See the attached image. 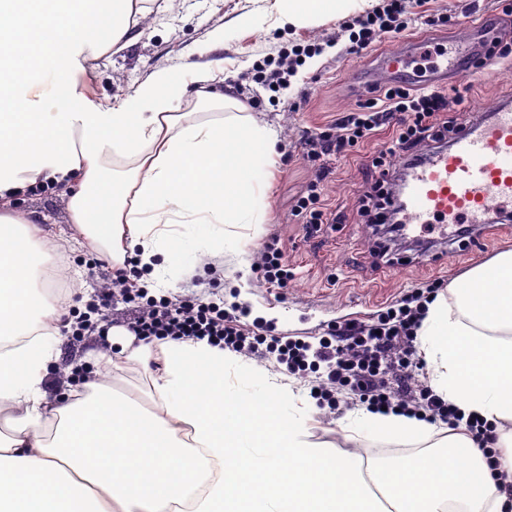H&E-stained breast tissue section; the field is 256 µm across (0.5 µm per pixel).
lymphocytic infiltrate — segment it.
I'll return each instance as SVG.
<instances>
[{"instance_id":"f902f5d3","label":"lymphocytic infiltrate","mask_w":512,"mask_h":512,"mask_svg":"<svg viewBox=\"0 0 512 512\" xmlns=\"http://www.w3.org/2000/svg\"><path fill=\"white\" fill-rule=\"evenodd\" d=\"M414 9V0H380L371 10L346 21L344 28L353 48L362 50L387 34L406 30ZM452 105L444 89H413L404 81L380 89L375 97L343 113L328 130L308 135L303 151L306 157L319 161L320 167L306 195L297 199L295 217L305 224L327 223L321 191L329 170L321 164L323 157L350 154L364 141L388 129L393 133L391 145L386 154L373 162L378 170L373 202L359 207L363 213L375 209L376 223H386L392 211V158L405 163L415 160L420 145L454 132V121L443 118ZM128 283L129 274L123 268L98 281L99 300L90 305L87 313L77 316L71 326L73 336L101 330L106 321L104 306L118 297L137 303L138 312L130 328L139 340L147 343L205 339L214 346L252 354L267 341L260 335L246 336L237 317L218 303L192 302L173 296L154 299L147 297L145 290H131ZM425 300V294L419 292L387 307L370 321L336 325L315 346L279 336L267 342L289 374L305 371L311 359L324 364L326 386L321 389V396H330L335 388H346L372 409L386 408L424 420H439L454 429L466 425L476 444L483 446L487 462H494L497 453L486 445L489 425L475 416L464 417L458 406L418 383L423 364L414 358V342L424 317Z\"/></svg>"}]
</instances>
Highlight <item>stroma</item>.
Here are the masks:
<instances>
[{
  "instance_id": "obj_1",
  "label": "stroma",
  "mask_w": 512,
  "mask_h": 512,
  "mask_svg": "<svg viewBox=\"0 0 512 512\" xmlns=\"http://www.w3.org/2000/svg\"><path fill=\"white\" fill-rule=\"evenodd\" d=\"M470 0H421L418 21L409 23L407 35H424V49L408 60L410 70L427 73L441 54L456 48L459 34L476 17L503 19L512 0H477L478 12H470ZM253 0H149L147 12L134 31L133 40L120 50L86 61L80 86L94 102L122 100L133 94L158 67L179 71L189 79L194 66L222 63L224 81L218 93H230L237 107L199 110L197 119L211 120L233 115L250 116L271 126L278 138L280 154L267 190L269 206L259 228L238 227L239 244L223 252L187 251L170 266L167 275L173 293L187 299L224 300L225 304H247L242 318L245 333H260L273 327L275 335L318 343L329 327L349 321H365L386 306L399 303L418 289L436 286L447 292L449 285L475 266L501 252L512 250V223L493 224L486 230L482 250L455 242L436 241V249L447 255L445 266H437L420 249L399 247L396 267L381 270L373 265L371 246L376 239L372 225L357 210V199L367 191L374 173L372 160L386 150L390 134L382 132L356 148L347 157L330 156L324 163L330 174L322 200L342 214L343 223L314 228L297 223L291 215L297 198L315 177L316 165L303 155L300 143L308 134L330 127L339 114L355 108L352 80H365L373 73L377 55L398 43L389 36L360 53H348L349 38L339 20L305 28H279L270 15L260 16L253 30L237 27V16L251 12ZM447 11L448 26L434 30L423 25L424 17ZM223 29L224 43L209 46L212 32ZM318 40L326 46L322 54L306 58L290 76L289 89L273 92L254 80L255 64L264 57H277L283 48ZM455 96L461 100L460 121L470 124L482 106L512 103V68L497 66L495 75L477 72L456 82ZM68 197L61 189H31L14 200L45 232L50 246L67 255L65 308L70 314L84 312L95 295V285L111 272L110 264L86 247L65 243L69 226ZM277 236L283 261L292 278L287 287L262 282L255 267L260 249L270 236ZM58 364H74L82 372L96 375L113 387L149 405L150 382L143 364L126 360L111 336H88L74 340L61 329L54 344ZM107 350L105 360H88L92 350ZM244 362L285 375L294 394L303 398L311 415L310 431L315 439L327 440L346 450L343 427L363 406L342 391L333 401L312 396L315 374L297 377L285 374L275 354L259 350Z\"/></svg>"
}]
</instances>
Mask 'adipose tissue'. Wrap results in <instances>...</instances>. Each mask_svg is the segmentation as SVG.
<instances>
[{
  "instance_id": "obj_1",
  "label": "adipose tissue",
  "mask_w": 512,
  "mask_h": 512,
  "mask_svg": "<svg viewBox=\"0 0 512 512\" xmlns=\"http://www.w3.org/2000/svg\"><path fill=\"white\" fill-rule=\"evenodd\" d=\"M141 0H0V512H503L482 451L464 433L367 411L345 426L367 439L424 444L422 453L363 467L314 439L288 412L280 376L207 341L135 344L156 357L153 409L108 382L49 396L45 375L64 314L40 266L46 240L12 201L67 185L71 240L116 264L135 254L159 282L163 265L209 228L223 249L265 207L262 176L277 135L248 117L201 122L187 89L157 68L121 103L90 101L81 56L126 45ZM374 0H265L277 26H313ZM55 99L60 111L44 108ZM430 385L492 424L512 471V251L474 267L425 305L417 332ZM234 385H227L228 376Z\"/></svg>"
}]
</instances>
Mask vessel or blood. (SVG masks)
<instances>
[{
  "instance_id": "1",
  "label": "vessel or blood",
  "mask_w": 512,
  "mask_h": 512,
  "mask_svg": "<svg viewBox=\"0 0 512 512\" xmlns=\"http://www.w3.org/2000/svg\"><path fill=\"white\" fill-rule=\"evenodd\" d=\"M420 47L410 40L387 51L376 72L393 79ZM401 222L411 234H426L461 224L480 232L490 214L512 206V106H497L466 126L444 149L409 166Z\"/></svg>"
}]
</instances>
